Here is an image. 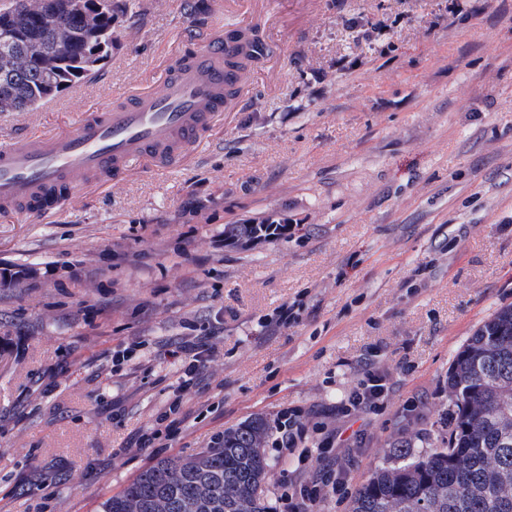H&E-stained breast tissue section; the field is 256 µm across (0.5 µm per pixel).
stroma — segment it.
<instances>
[{
	"mask_svg": "<svg viewBox=\"0 0 512 512\" xmlns=\"http://www.w3.org/2000/svg\"><path fill=\"white\" fill-rule=\"evenodd\" d=\"M224 2L113 0L97 75L0 112V145L64 132L227 27L276 46L171 167H130L44 217L0 211V512H97L153 461L286 411L309 439L265 450L274 512L330 469L357 489L398 450L438 447L455 354L512 305V0ZM271 212L287 238L225 242ZM294 303L298 321L267 329ZM203 334L183 420L160 423L181 375L168 352ZM368 361L393 389L323 457L316 427L341 426L330 408Z\"/></svg>",
	"mask_w": 512,
	"mask_h": 512,
	"instance_id": "stroma-1",
	"label": "stroma"
}]
</instances>
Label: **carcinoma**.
<instances>
[{"label":"carcinoma","instance_id":"cac0c4a2","mask_svg":"<svg viewBox=\"0 0 512 512\" xmlns=\"http://www.w3.org/2000/svg\"><path fill=\"white\" fill-rule=\"evenodd\" d=\"M112 0H0V112L36 108L99 72L112 48ZM241 94L266 55L253 29L224 30ZM512 305L498 309L455 355L448 396L456 407L442 447L426 458L382 467L360 485L351 512H512ZM262 417L224 430L187 460L160 459L99 512H271Z\"/></svg>","mask_w":512,"mask_h":512}]
</instances>
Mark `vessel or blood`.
Wrapping results in <instances>:
<instances>
[{"label":"vessel or blood","mask_w":512,"mask_h":512,"mask_svg":"<svg viewBox=\"0 0 512 512\" xmlns=\"http://www.w3.org/2000/svg\"><path fill=\"white\" fill-rule=\"evenodd\" d=\"M226 80L224 43L211 41L179 55L162 90L85 113L69 132L19 133L0 147V208L46 215L90 180L175 161L184 144L223 123Z\"/></svg>","instance_id":"obj_1"}]
</instances>
